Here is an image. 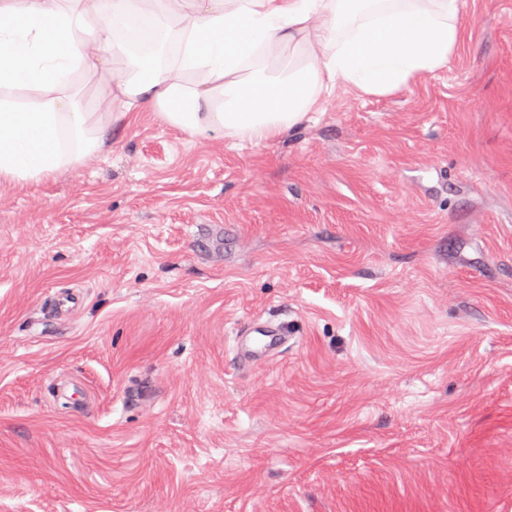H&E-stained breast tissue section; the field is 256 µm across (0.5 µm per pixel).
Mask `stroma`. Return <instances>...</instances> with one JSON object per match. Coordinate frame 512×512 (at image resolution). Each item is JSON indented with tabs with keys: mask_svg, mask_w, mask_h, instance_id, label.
<instances>
[{
	"mask_svg": "<svg viewBox=\"0 0 512 512\" xmlns=\"http://www.w3.org/2000/svg\"><path fill=\"white\" fill-rule=\"evenodd\" d=\"M463 27L264 145L144 112L0 183V512H512V0ZM253 335L262 336L259 343L253 342ZM289 340L284 323L257 322L236 333V353L244 364L260 365L273 357Z\"/></svg>",
	"mask_w": 512,
	"mask_h": 512,
	"instance_id": "35a3bbf8",
	"label": "stroma"
}]
</instances>
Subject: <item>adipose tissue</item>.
Wrapping results in <instances>:
<instances>
[{"label":"adipose tissue","mask_w":512,"mask_h":512,"mask_svg":"<svg viewBox=\"0 0 512 512\" xmlns=\"http://www.w3.org/2000/svg\"><path fill=\"white\" fill-rule=\"evenodd\" d=\"M466 0H0V182L100 152L139 112L260 146L339 89L384 95L447 67ZM96 42L100 53L87 52ZM111 69L84 111L78 71Z\"/></svg>","instance_id":"obj_1"}]
</instances>
